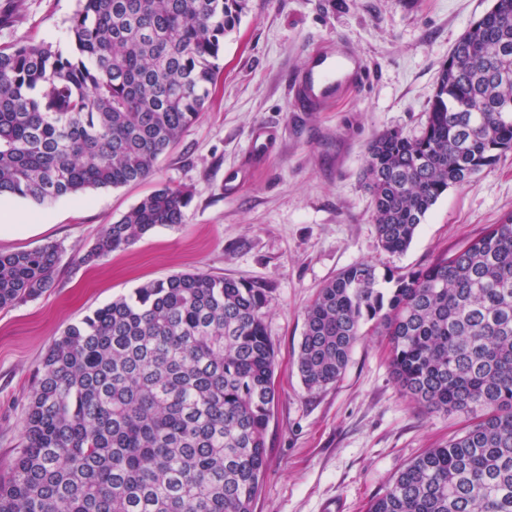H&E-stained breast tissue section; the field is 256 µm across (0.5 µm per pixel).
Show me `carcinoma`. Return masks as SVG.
<instances>
[{
    "mask_svg": "<svg viewBox=\"0 0 512 512\" xmlns=\"http://www.w3.org/2000/svg\"><path fill=\"white\" fill-rule=\"evenodd\" d=\"M70 48L0 46V195L39 205L150 178L205 109L224 36L250 0H79ZM512 150V0L454 45L418 136L384 131L363 179L383 250L402 253L438 199ZM163 185L105 226L83 260L184 223ZM53 244L0 253V309L53 287ZM266 289L173 274L67 326L48 347L0 476V512H253L276 399ZM384 338L403 396L464 418L367 512H512V214L428 266L361 261L305 312L296 356L310 392L336 384L354 345Z\"/></svg>",
    "mask_w": 512,
    "mask_h": 512,
    "instance_id": "carcinoma-1",
    "label": "carcinoma"
}]
</instances>
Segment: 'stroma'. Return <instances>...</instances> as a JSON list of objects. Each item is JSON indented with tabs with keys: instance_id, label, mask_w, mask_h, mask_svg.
Wrapping results in <instances>:
<instances>
[{
	"instance_id": "35a3bbf8",
	"label": "stroma",
	"mask_w": 512,
	"mask_h": 512,
	"mask_svg": "<svg viewBox=\"0 0 512 512\" xmlns=\"http://www.w3.org/2000/svg\"><path fill=\"white\" fill-rule=\"evenodd\" d=\"M493 0H251L224 38L221 72L199 120L147 182L39 205L0 199L25 229L0 252L56 244L53 288L0 310V474L23 442L24 410L49 345L70 324L139 284L181 272L245 279L266 288L277 366L266 443L268 469L254 512H365L391 478L462 427L404 398L381 337H362L341 379L311 393L294 356L321 286L351 264L379 273L426 266L512 214V150L466 187L449 188L409 248L384 251L365 188L366 149L379 133L420 134L450 50ZM77 0H19L0 44L67 48ZM328 45L363 59L370 78L328 110L296 112L290 82L308 53ZM268 149L253 152L257 135ZM186 188L185 221L124 250L83 262L105 225L161 184Z\"/></svg>"
}]
</instances>
